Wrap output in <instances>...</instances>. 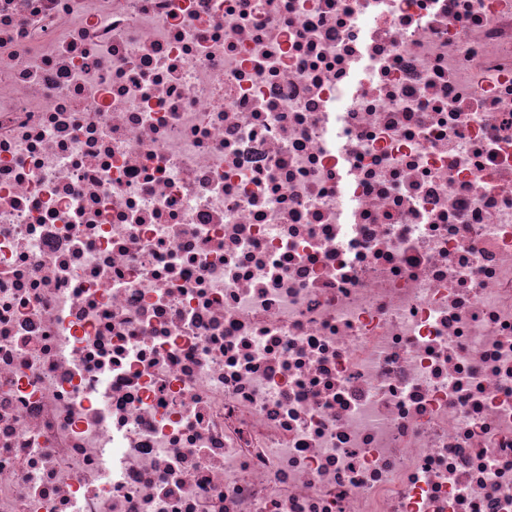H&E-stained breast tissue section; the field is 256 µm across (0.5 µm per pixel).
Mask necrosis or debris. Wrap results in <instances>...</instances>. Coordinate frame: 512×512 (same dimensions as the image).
<instances>
[{"label":"necrosis or debris","instance_id":"1","mask_svg":"<svg viewBox=\"0 0 512 512\" xmlns=\"http://www.w3.org/2000/svg\"><path fill=\"white\" fill-rule=\"evenodd\" d=\"M0 512H512V0H0Z\"/></svg>","mask_w":512,"mask_h":512}]
</instances>
